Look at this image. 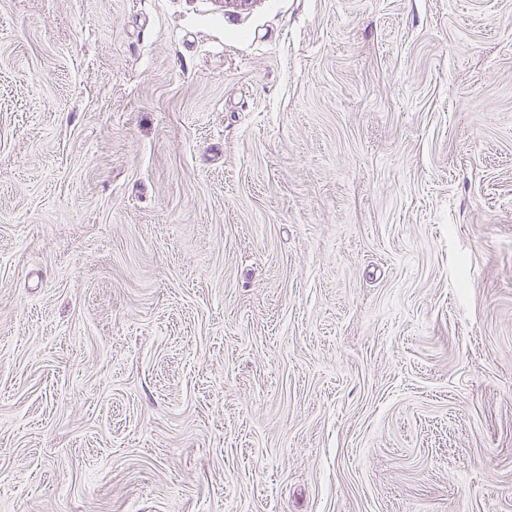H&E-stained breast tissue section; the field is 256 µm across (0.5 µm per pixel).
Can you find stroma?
I'll use <instances>...</instances> for the list:
<instances>
[{
    "label": "stroma",
    "instance_id": "1",
    "mask_svg": "<svg viewBox=\"0 0 512 512\" xmlns=\"http://www.w3.org/2000/svg\"><path fill=\"white\" fill-rule=\"evenodd\" d=\"M0 512H512V0H0Z\"/></svg>",
    "mask_w": 512,
    "mask_h": 512
}]
</instances>
